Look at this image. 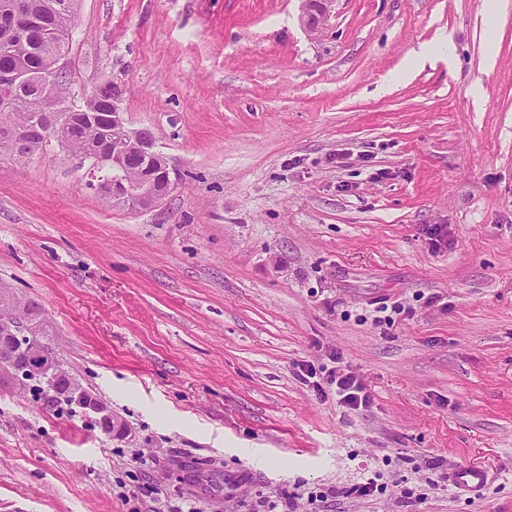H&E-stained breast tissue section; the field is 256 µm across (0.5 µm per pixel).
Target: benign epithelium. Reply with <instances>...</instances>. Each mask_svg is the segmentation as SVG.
Returning a JSON list of instances; mask_svg holds the SVG:
<instances>
[{
  "mask_svg": "<svg viewBox=\"0 0 512 512\" xmlns=\"http://www.w3.org/2000/svg\"><path fill=\"white\" fill-rule=\"evenodd\" d=\"M332 0H304L303 9L310 27H318L328 12ZM112 126L121 130L120 139L112 142V147L101 146L93 154L89 175L95 181L94 187L106 199L116 203L126 201L132 206L147 207L161 199L178 181V174L169 166L163 168V178L142 176L132 183L128 179L133 160L149 162L160 157L154 150L152 137L144 129H130L117 104H112ZM112 170V177L99 175L103 168ZM0 308L5 314L0 316V363L8 366L10 372L19 379L35 372L29 358L33 352L31 344L36 341L42 321L29 314L25 304L18 299L13 289L0 283ZM67 393L73 396L88 395L86 411L102 425L106 426L114 439L127 440L121 425L111 411L96 397L89 394L82 385L72 383Z\"/></svg>",
  "mask_w": 512,
  "mask_h": 512,
  "instance_id": "obj_1",
  "label": "benign epithelium"
}]
</instances>
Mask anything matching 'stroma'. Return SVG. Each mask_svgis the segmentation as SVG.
Segmentation results:
<instances>
[{"label": "stroma", "instance_id": "1", "mask_svg": "<svg viewBox=\"0 0 512 512\" xmlns=\"http://www.w3.org/2000/svg\"><path fill=\"white\" fill-rule=\"evenodd\" d=\"M302 15L80 0L71 99L119 85L180 179L130 208L58 142L0 152V282L132 432L0 385V512H512V0ZM466 464L485 490L444 481ZM336 385V397L341 404L352 410L367 407L371 401V395L366 391L364 384L350 374L330 372V384Z\"/></svg>", "mask_w": 512, "mask_h": 512}]
</instances>
